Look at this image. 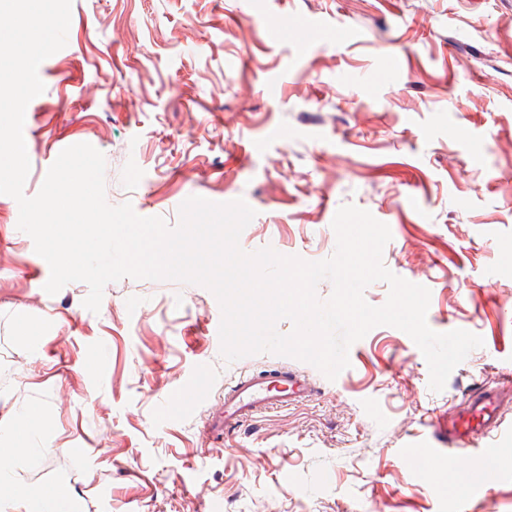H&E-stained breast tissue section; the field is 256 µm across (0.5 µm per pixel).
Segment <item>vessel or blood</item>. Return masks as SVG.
Listing matches in <instances>:
<instances>
[{
  "label": "vessel or blood",
  "mask_w": 512,
  "mask_h": 512,
  "mask_svg": "<svg viewBox=\"0 0 512 512\" xmlns=\"http://www.w3.org/2000/svg\"><path fill=\"white\" fill-rule=\"evenodd\" d=\"M312 390L313 382L307 375L287 368L240 375L224 391V428L233 430L255 415L303 400ZM510 403L512 376L508 374L495 385L483 384L470 392L443 425L449 451L473 448L477 440L499 428Z\"/></svg>",
  "instance_id": "vessel-or-blood-1"
}]
</instances>
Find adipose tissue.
I'll return each instance as SVG.
<instances>
[{"label": "adipose tissue", "mask_w": 512, "mask_h": 512, "mask_svg": "<svg viewBox=\"0 0 512 512\" xmlns=\"http://www.w3.org/2000/svg\"><path fill=\"white\" fill-rule=\"evenodd\" d=\"M47 420L28 407H21L14 419L0 423V506L9 512H78L77 496L66 486L42 487L14 478L15 458L51 451Z\"/></svg>", "instance_id": "obj_1"}]
</instances>
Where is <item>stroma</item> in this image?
<instances>
[{"label":"stroma","mask_w":512,"mask_h":512,"mask_svg":"<svg viewBox=\"0 0 512 512\" xmlns=\"http://www.w3.org/2000/svg\"><path fill=\"white\" fill-rule=\"evenodd\" d=\"M327 25L347 38L325 41ZM38 73L27 196L90 143L110 205L173 227L188 197L241 198L256 212L245 252L312 262L352 204L389 226L384 265L430 290L429 327L484 345L439 392L390 326L333 381L269 353L229 363L203 286L124 278L96 313L86 283L47 294L49 266L0 194V420L32 407L55 447L18 477L69 486L81 512H512L511 463L462 498L442 481L512 452V409L477 454L418 463L434 417L512 372V0H72L67 44ZM280 367L314 394L212 431L240 373Z\"/></svg>","instance_id":"35a3bbf8"}]
</instances>
